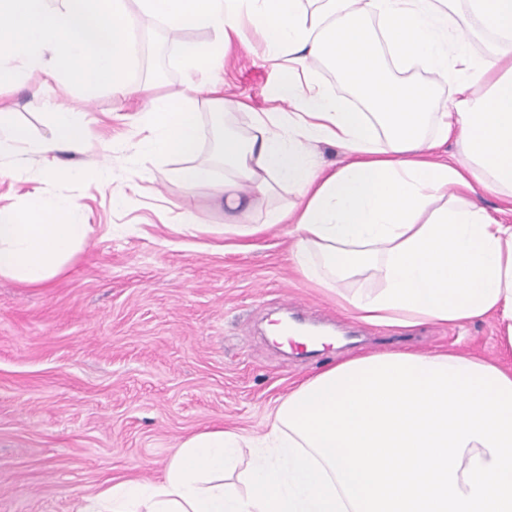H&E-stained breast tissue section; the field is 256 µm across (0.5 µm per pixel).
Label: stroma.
<instances>
[{"instance_id": "35a3bbf8", "label": "stroma", "mask_w": 512, "mask_h": 512, "mask_svg": "<svg viewBox=\"0 0 512 512\" xmlns=\"http://www.w3.org/2000/svg\"><path fill=\"white\" fill-rule=\"evenodd\" d=\"M127 9L142 45L128 80L134 95L122 100L64 82L50 89L24 71L0 89L32 137L48 130L37 102L50 95L91 131L85 152L55 154L63 171L84 169L78 180L45 177L37 155L0 156V168L18 175L0 184V202L24 206L33 190L49 202L71 197L91 226L66 273L45 287L0 279V512H72L78 495L108 481L160 480L178 444L205 430L261 436L295 383L357 353L453 348L500 356L489 319L461 330L427 323L406 338L352 319L296 271L289 225L247 238L246 248L225 247L223 196L207 185L186 191L169 176L179 160L144 157L131 146L134 118L146 108L138 88L186 92L184 72L171 64L176 44H204L213 34L190 27L173 39L137 0ZM222 77L232 128L247 134L251 113L270 108L279 75L237 42ZM193 108L197 159L212 162L223 181L209 95L195 94ZM116 189L127 195L120 210L112 207ZM186 212L195 226L181 227ZM287 299L342 339L313 354L277 346L268 324Z\"/></svg>"}]
</instances>
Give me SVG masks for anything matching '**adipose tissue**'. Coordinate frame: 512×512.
Wrapping results in <instances>:
<instances>
[{"label": "adipose tissue", "mask_w": 512, "mask_h": 512, "mask_svg": "<svg viewBox=\"0 0 512 512\" xmlns=\"http://www.w3.org/2000/svg\"><path fill=\"white\" fill-rule=\"evenodd\" d=\"M299 2L139 0L171 32H213V42L173 57L189 73L203 60L222 63L225 47L254 34L262 61L281 72L271 100L288 109L252 113L247 135L225 133L220 183L194 161L189 99H148L138 152L182 159L172 177L186 190L214 185L229 210L225 234L294 225L297 270L360 321L401 330L490 317L512 355V224L475 200L483 190L512 204V0H466L496 36L480 59L467 51L456 0H319L311 12ZM369 15L391 56L427 69L432 85L386 74ZM315 59L330 61L367 110L311 82ZM447 81L448 108L427 111L433 84ZM49 122V136L35 139L0 112V154L86 148L78 113L59 110ZM451 139L461 153L437 161ZM320 143L340 150L338 167L318 165ZM283 185L292 204L258 224L241 220L243 189L262 196ZM77 211L71 198L48 206L35 192L25 207L1 205L0 277L41 288L61 276L90 234ZM356 274L379 288L337 291ZM245 451L242 483L227 481ZM75 512H512V367L452 349L357 354L294 387L262 438L198 433L179 444L162 480L112 482L81 496Z\"/></svg>", "instance_id": "adipose-tissue-1"}]
</instances>
